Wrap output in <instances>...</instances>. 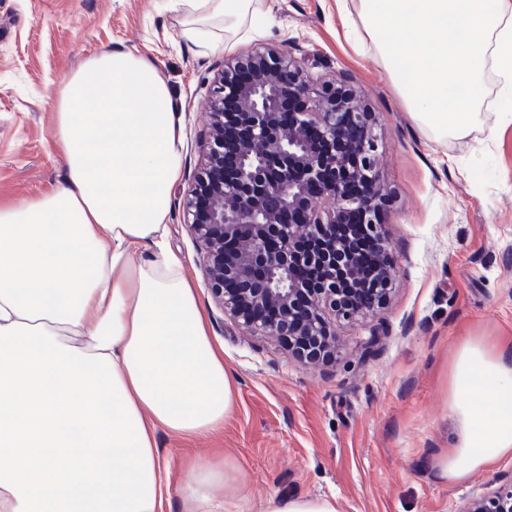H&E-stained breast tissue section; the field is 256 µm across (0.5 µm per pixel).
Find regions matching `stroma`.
<instances>
[{
    "mask_svg": "<svg viewBox=\"0 0 512 512\" xmlns=\"http://www.w3.org/2000/svg\"><path fill=\"white\" fill-rule=\"evenodd\" d=\"M254 6L271 22L237 50L284 44L313 55L311 73L350 81L379 137L392 293L373 314L337 325L335 363L307 366L273 339L243 334L207 287L184 199L199 171L200 133L224 53L184 36L186 11L172 0H0V203L20 205L62 184L52 92L66 73L109 49L153 63L176 103L183 143L169 246L184 261L236 385L235 409L215 433L158 430L172 469L165 512L182 509V459L205 466L219 456L238 467L236 485L213 488L219 501L333 495L341 512H460L474 490L512 472V455L452 482L436 465L459 437L448 405L457 350L471 338L512 341V124L492 142L478 131L433 138L374 47L352 42L336 0Z\"/></svg>",
    "mask_w": 512,
    "mask_h": 512,
    "instance_id": "1",
    "label": "stroma"
}]
</instances>
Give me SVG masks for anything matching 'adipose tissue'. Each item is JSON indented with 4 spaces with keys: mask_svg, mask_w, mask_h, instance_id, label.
<instances>
[{
    "mask_svg": "<svg viewBox=\"0 0 512 512\" xmlns=\"http://www.w3.org/2000/svg\"><path fill=\"white\" fill-rule=\"evenodd\" d=\"M175 2L191 17L185 37L213 49L256 20L252 0ZM359 19L356 39L375 43L423 129L497 138L476 89L491 72L512 100V0H359ZM53 123L63 186L0 206V512H162L158 428L204 435L235 407L167 244L176 105L154 65L109 50L63 78ZM450 388L461 434L438 468L459 480L512 455V348L465 341ZM190 472L183 512H339L332 497L215 501L237 478L229 459Z\"/></svg>",
    "mask_w": 512,
    "mask_h": 512,
    "instance_id": "adipose-tissue-1",
    "label": "adipose tissue"
}]
</instances>
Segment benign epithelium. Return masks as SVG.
<instances>
[{
	"label": "benign epithelium",
	"instance_id": "1",
	"mask_svg": "<svg viewBox=\"0 0 512 512\" xmlns=\"http://www.w3.org/2000/svg\"><path fill=\"white\" fill-rule=\"evenodd\" d=\"M287 94L298 107L285 121ZM210 104L186 203L208 286L238 329L276 339L303 364L330 360L328 315L351 321L384 304L393 271L371 113L346 81L319 83L306 58L270 46L224 58ZM350 217L372 244L366 259L333 235ZM338 269L375 287L360 302L336 285ZM463 512H512V475L472 493Z\"/></svg>",
	"mask_w": 512,
	"mask_h": 512
}]
</instances>
